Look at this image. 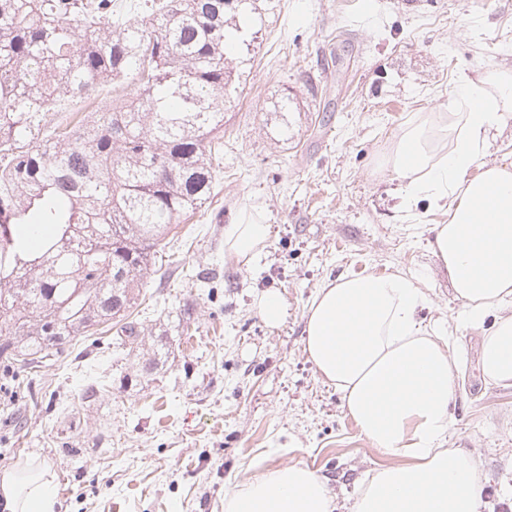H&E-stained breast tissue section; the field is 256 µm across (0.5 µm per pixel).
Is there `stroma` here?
I'll return each mask as SVG.
<instances>
[{
    "label": "stroma",
    "instance_id": "obj_1",
    "mask_svg": "<svg viewBox=\"0 0 512 512\" xmlns=\"http://www.w3.org/2000/svg\"><path fill=\"white\" fill-rule=\"evenodd\" d=\"M229 54L238 95L224 103L223 169L213 197L167 236L159 275L132 318L135 350L81 337L59 367L26 375L37 406L0 392V470L35 458L55 475L57 512H224V496L268 468L302 465L351 512L367 473L386 464L304 350L318 288L344 274L421 279L426 328L461 365L446 447L473 451L480 512H512V387L484 381L486 326L460 303L428 240L445 216L401 207L380 162L417 112H444L466 76L512 70V0H255ZM323 89L312 99L310 85ZM261 212L271 239L252 261L224 257V226ZM269 290L283 323L260 315ZM162 369L141 374L158 344ZM109 393L82 399L88 372ZM257 306L263 318L272 325L279 324L286 315L285 302L278 291H268L263 294Z\"/></svg>",
    "mask_w": 512,
    "mask_h": 512
}]
</instances>
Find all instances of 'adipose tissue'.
I'll return each mask as SVG.
<instances>
[{
  "instance_id": "obj_1",
  "label": "adipose tissue",
  "mask_w": 512,
  "mask_h": 512,
  "mask_svg": "<svg viewBox=\"0 0 512 512\" xmlns=\"http://www.w3.org/2000/svg\"><path fill=\"white\" fill-rule=\"evenodd\" d=\"M442 117L417 113L382 165L405 189L403 205L446 211L430 247L448 271L463 322H493L479 367L512 386V168L485 163L490 136L512 119V73L466 78ZM478 175H471L472 167ZM271 228L250 209L224 226V255L252 259ZM420 279L344 275L325 283L306 312L305 351L336 388L347 415L392 459L359 486L353 512H479L483 483L473 452L445 447L458 363L442 336L418 320ZM54 476L37 459L0 471L5 512H55ZM325 478L290 464L257 473L224 498V512H334Z\"/></svg>"
}]
</instances>
